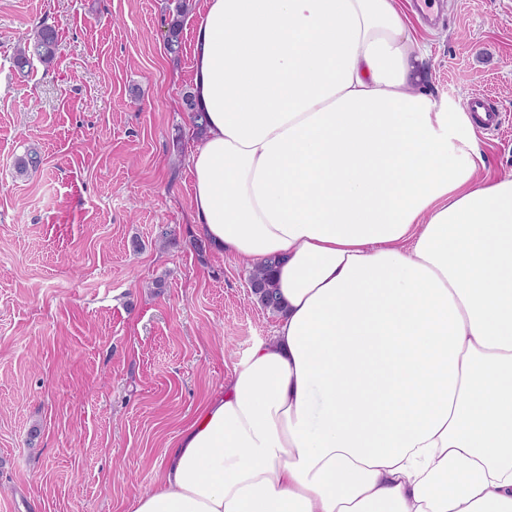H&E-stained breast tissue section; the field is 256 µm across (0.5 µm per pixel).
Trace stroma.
Here are the masks:
<instances>
[{
	"mask_svg": "<svg viewBox=\"0 0 512 512\" xmlns=\"http://www.w3.org/2000/svg\"><path fill=\"white\" fill-rule=\"evenodd\" d=\"M200 4L0 0V512H130L167 443L274 335L249 264L192 246ZM43 23L60 53L18 74ZM426 37L434 93L502 114L478 142L487 174L512 172V0H444ZM31 149L40 167L19 172Z\"/></svg>",
	"mask_w": 512,
	"mask_h": 512,
	"instance_id": "1",
	"label": "stroma"
}]
</instances>
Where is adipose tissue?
I'll list each match as a JSON object with an SVG mask.
<instances>
[{
    "label": "adipose tissue",
    "instance_id": "1",
    "mask_svg": "<svg viewBox=\"0 0 512 512\" xmlns=\"http://www.w3.org/2000/svg\"><path fill=\"white\" fill-rule=\"evenodd\" d=\"M199 236L285 303L133 512H512V173L403 0H203Z\"/></svg>",
    "mask_w": 512,
    "mask_h": 512
}]
</instances>
